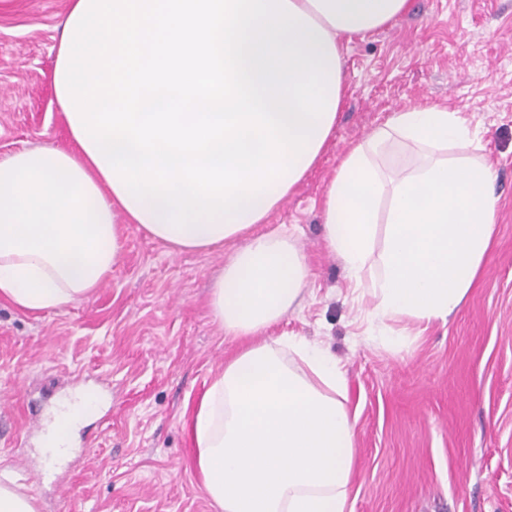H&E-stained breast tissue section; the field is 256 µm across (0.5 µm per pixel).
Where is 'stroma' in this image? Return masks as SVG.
Returning a JSON list of instances; mask_svg holds the SVG:
<instances>
[{
    "label": "stroma",
    "mask_w": 512,
    "mask_h": 512,
    "mask_svg": "<svg viewBox=\"0 0 512 512\" xmlns=\"http://www.w3.org/2000/svg\"><path fill=\"white\" fill-rule=\"evenodd\" d=\"M69 0H0V158L72 148L51 76ZM347 92L315 168L255 233L289 232L309 277L273 326L328 347L357 418L353 512H512V0H412L343 47ZM445 104L480 131L499 223L483 274L447 322L386 328L323 241L326 186L349 145L391 112ZM90 300L27 311L0 298V471L38 512H217L188 422L236 349L210 287L235 245L175 252L135 224ZM403 334L393 348L388 331ZM98 392L72 454L37 481L39 425L61 398Z\"/></svg>",
    "instance_id": "35a3bbf8"
}]
</instances>
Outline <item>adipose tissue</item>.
<instances>
[{
  "label": "adipose tissue",
  "mask_w": 512,
  "mask_h": 512,
  "mask_svg": "<svg viewBox=\"0 0 512 512\" xmlns=\"http://www.w3.org/2000/svg\"><path fill=\"white\" fill-rule=\"evenodd\" d=\"M411 0H71L52 74L76 151L0 159V298L57 309L117 264V217L177 252L242 239L211 310L237 342L189 422L220 512H350L356 420L329 349L267 331L299 306L294 239L253 234L315 166L345 96L342 44ZM476 132L439 104L392 112L328 183L324 242L366 286L376 321H447L480 278L498 223ZM415 155L395 163L396 151ZM386 234L374 254L378 225ZM94 393L42 436L65 457Z\"/></svg>",
  "instance_id": "adipose-tissue-1"
}]
</instances>
